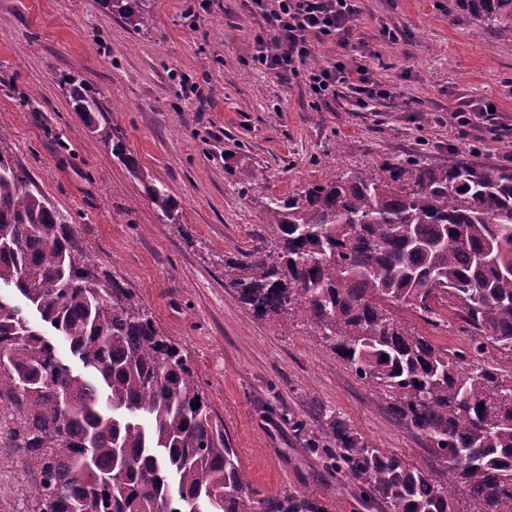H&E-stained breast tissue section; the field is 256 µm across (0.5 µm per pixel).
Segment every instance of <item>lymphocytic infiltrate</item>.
<instances>
[{"label": "lymphocytic infiltrate", "mask_w": 512, "mask_h": 512, "mask_svg": "<svg viewBox=\"0 0 512 512\" xmlns=\"http://www.w3.org/2000/svg\"><path fill=\"white\" fill-rule=\"evenodd\" d=\"M261 31L256 36L255 63L262 68L302 77L317 100L343 99L355 108L369 100L388 97L382 82L367 65L337 60L307 67L318 44L346 36L356 17L355 0H252Z\"/></svg>", "instance_id": "f902f5d3"}]
</instances>
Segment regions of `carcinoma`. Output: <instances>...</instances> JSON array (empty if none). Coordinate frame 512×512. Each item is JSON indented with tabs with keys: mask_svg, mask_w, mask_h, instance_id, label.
<instances>
[{
	"mask_svg": "<svg viewBox=\"0 0 512 512\" xmlns=\"http://www.w3.org/2000/svg\"><path fill=\"white\" fill-rule=\"evenodd\" d=\"M131 28L142 0H105ZM512 30V0H456ZM74 111L124 159L96 92L63 79ZM144 192L161 217L163 183ZM273 247L224 260V281L258 319L294 316L389 399L460 482L468 512H512V166L460 151L449 165L393 158L266 203ZM14 286L90 374H80L15 304L0 298V405L32 489L30 512H325L307 497L262 496L198 372L135 294L90 262L77 225L0 153V284ZM436 327L443 312L468 350L433 344L396 315ZM304 445L385 512H455L451 485L374 447L337 416Z\"/></svg>",
	"mask_w": 512,
	"mask_h": 512,
	"instance_id": "cac0c4a2",
	"label": "carcinoma"
}]
</instances>
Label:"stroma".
Returning <instances> with one entry per match:
<instances>
[{"mask_svg":"<svg viewBox=\"0 0 512 512\" xmlns=\"http://www.w3.org/2000/svg\"><path fill=\"white\" fill-rule=\"evenodd\" d=\"M132 29L104 0H0V154L78 225L98 268L132 290L185 350L253 488L305 495L326 512L363 510L359 491L309 451L290 420L321 434L324 412L384 453L443 482L424 439L372 385L300 324L255 319L224 284L225 257L259 246L267 199L397 157L445 164L463 148L512 166V31L454 0H359L347 46L309 66L366 64L392 96L368 107L317 103L300 77L257 67L251 0H144ZM99 94L119 160L73 111L61 75ZM492 105L460 125V99ZM236 169L253 181L232 180ZM179 205L159 220L144 193ZM144 192L162 218L176 221L177 204L163 183H144Z\"/></svg>","mask_w":512,"mask_h":512,"instance_id":"35a3bbf8","label":"stroma"}]
</instances>
